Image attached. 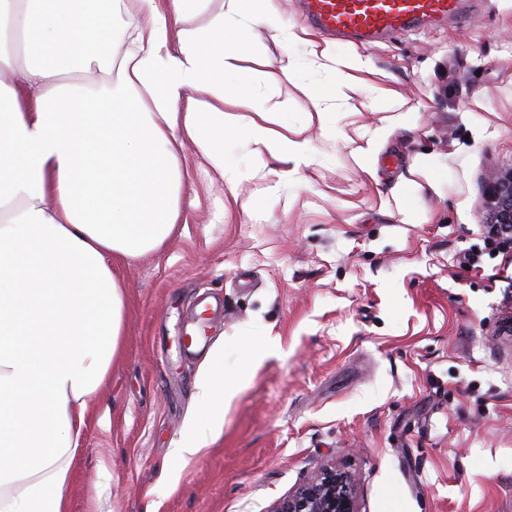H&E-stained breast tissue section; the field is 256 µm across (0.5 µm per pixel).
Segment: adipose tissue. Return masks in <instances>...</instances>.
I'll return each mask as SVG.
<instances>
[{
    "label": "adipose tissue",
    "mask_w": 512,
    "mask_h": 512,
    "mask_svg": "<svg viewBox=\"0 0 512 512\" xmlns=\"http://www.w3.org/2000/svg\"><path fill=\"white\" fill-rule=\"evenodd\" d=\"M212 2L138 0L120 55L115 0H0V512H67L88 400L123 333L116 268L161 247L180 216L178 139L232 184L230 134L281 178L317 161L301 131L253 110L237 65L258 29L276 26L273 10ZM314 56L336 78L305 89L324 131L337 88L364 62L330 45ZM196 388L210 422L176 446L182 458L220 433L237 392L209 364Z\"/></svg>",
    "instance_id": "1"
}]
</instances>
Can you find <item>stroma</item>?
<instances>
[{
  "label": "stroma",
  "mask_w": 512,
  "mask_h": 512,
  "mask_svg": "<svg viewBox=\"0 0 512 512\" xmlns=\"http://www.w3.org/2000/svg\"><path fill=\"white\" fill-rule=\"evenodd\" d=\"M272 4L299 41L260 30L238 65L254 107L285 111L319 162L280 182L230 135L232 187L184 143L174 237L116 270L122 356L90 401L68 512H270L332 461L361 512H512V244L489 236L484 200L512 167V0L349 46L362 90L337 97L326 134L301 86L331 82L309 62L327 37L301 0ZM406 112L362 171L360 133ZM418 195L425 221L403 223ZM206 290L238 392L216 441L181 460L209 419L179 345Z\"/></svg>",
  "instance_id": "1"
}]
</instances>
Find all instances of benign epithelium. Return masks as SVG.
Masks as SVG:
<instances>
[{
	"label": "benign epithelium",
	"mask_w": 512,
	"mask_h": 512,
	"mask_svg": "<svg viewBox=\"0 0 512 512\" xmlns=\"http://www.w3.org/2000/svg\"><path fill=\"white\" fill-rule=\"evenodd\" d=\"M485 200L490 231L512 243V168L488 177ZM270 512H360L355 480L341 468L325 467L279 499Z\"/></svg>",
	"instance_id": "obj_1"
}]
</instances>
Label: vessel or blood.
Listing matches in <instances>:
<instances>
[{
    "label": "vessel or blood",
    "mask_w": 512,
    "mask_h": 512,
    "mask_svg": "<svg viewBox=\"0 0 512 512\" xmlns=\"http://www.w3.org/2000/svg\"><path fill=\"white\" fill-rule=\"evenodd\" d=\"M475 0H304V15L317 29L368 44L427 25L452 24Z\"/></svg>",
    "instance_id": "obj_1"
}]
</instances>
